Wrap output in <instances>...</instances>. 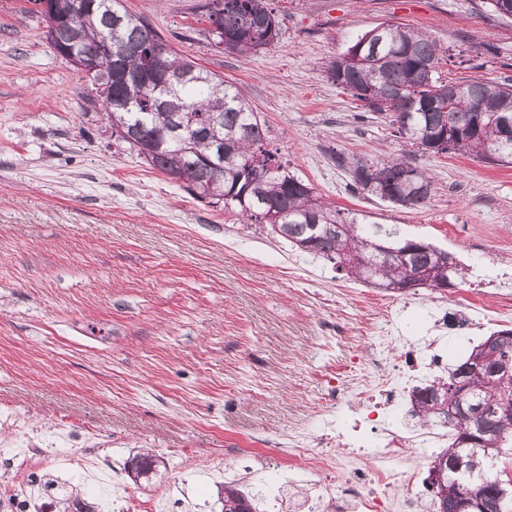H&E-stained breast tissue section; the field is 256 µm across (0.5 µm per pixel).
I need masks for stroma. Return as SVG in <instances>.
Wrapping results in <instances>:
<instances>
[{
  "label": "stroma",
  "instance_id": "stroma-1",
  "mask_svg": "<svg viewBox=\"0 0 512 512\" xmlns=\"http://www.w3.org/2000/svg\"><path fill=\"white\" fill-rule=\"evenodd\" d=\"M196 0H120L175 50L224 76L268 128L265 147L314 192L358 218L478 263L512 269V167L425 153L390 116L327 77L329 63L384 22L429 35L446 81L512 83V22L485 0H267L280 22L259 53L218 52ZM409 156L434 182L421 208L352 188L337 156ZM405 343L457 365L488 336L433 329L448 296H398L191 197L112 136L95 91L50 47L33 0H0V486L45 475L107 505L124 493L157 512H221L224 483L258 512H287L292 448L348 420L344 385L368 383L380 306ZM101 457L89 480L22 435ZM151 449L150 481L128 461Z\"/></svg>",
  "mask_w": 512,
  "mask_h": 512
}]
</instances>
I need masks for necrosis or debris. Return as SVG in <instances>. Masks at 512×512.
I'll list each match as a JSON object with an SVG mask.
<instances>
[{"label": "necrosis or debris", "mask_w": 512, "mask_h": 512, "mask_svg": "<svg viewBox=\"0 0 512 512\" xmlns=\"http://www.w3.org/2000/svg\"><path fill=\"white\" fill-rule=\"evenodd\" d=\"M449 305L459 315L462 331L470 333L500 321H512V275L502 273L492 279L476 281L471 288L461 290L449 298ZM377 345H393L405 363L402 374L386 371V360L372 355L368 360L376 381L357 392L356 398L364 413L355 417L352 426L337 425L336 450H322L309 456L306 471L312 484L322 483L329 471H337L336 491L322 499L304 495L297 506L302 512H380L382 497L387 489L412 482V474L393 464L402 449L411 447L417 430L407 417H400L396 428L383 430L372 447H365L362 434L366 428L365 412L383 413L390 407H402L419 373V357L413 350L402 348L397 329L382 327ZM373 454L380 461L377 468L365 472L356 468L354 460L364 454Z\"/></svg>", "instance_id": "obj_1"}]
</instances>
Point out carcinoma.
<instances>
[{
	"mask_svg": "<svg viewBox=\"0 0 512 512\" xmlns=\"http://www.w3.org/2000/svg\"><path fill=\"white\" fill-rule=\"evenodd\" d=\"M82 10L75 0H52L54 13L64 19L47 33L58 49L89 53L108 37L115 51L127 45L118 60L107 65L89 61L83 78L102 102V119L117 140L135 150L147 165L178 178L185 190L212 206L236 209L247 222L268 230L297 249L319 254L336 270L382 290L399 282L405 272L427 271L438 264L439 248L401 235L395 224H363L314 194L313 188L262 149L266 130L253 106L224 78L182 57L141 17L118 8V0H89ZM195 10L224 33V50L257 53L279 35V21L266 0H200ZM440 49L428 35L394 23L359 36L328 68L333 84L351 92L371 112L389 114L399 134L420 147L439 143L452 130L450 144L434 153H460L480 161L503 140L512 125V83L472 79L445 82L436 76ZM146 74V82L129 112L108 107L126 98L125 74ZM194 115L192 136L181 130V119ZM350 167L353 187L405 208L427 203L434 190L426 171L400 157L370 163L337 158ZM384 249H398L404 259H386ZM373 263L357 267L346 252ZM453 264L427 284L457 288L464 269L451 253ZM469 354L448 379H435L413 392L412 412L421 426L446 427L448 447L431 461L460 485L445 482L432 491L436 512H512V480L487 465L501 448L512 443V410L505 408L499 390L487 373L472 369ZM463 405L462 425L448 420V405ZM153 455L135 456L128 468L136 476L154 470ZM43 490L55 494L61 512H96L81 500V489L55 479ZM224 512H256L254 499L236 485H224Z\"/></svg>",
	"mask_w": 512,
	"mask_h": 512,
	"instance_id": "carcinoma-1",
	"label": "carcinoma"
}]
</instances>
